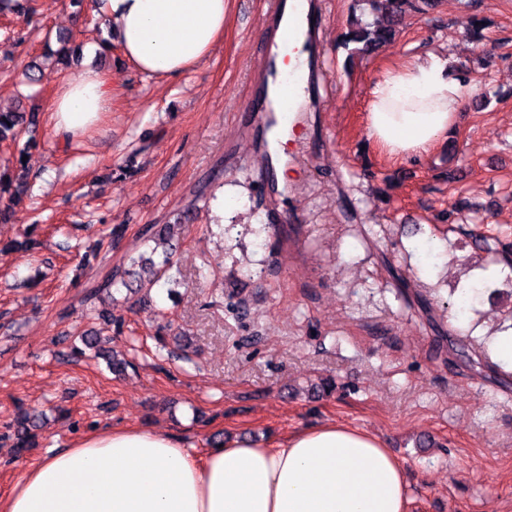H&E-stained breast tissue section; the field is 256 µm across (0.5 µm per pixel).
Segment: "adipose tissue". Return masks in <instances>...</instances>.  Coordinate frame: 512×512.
I'll use <instances>...</instances> for the list:
<instances>
[{"label": "adipose tissue", "mask_w": 512, "mask_h": 512, "mask_svg": "<svg viewBox=\"0 0 512 512\" xmlns=\"http://www.w3.org/2000/svg\"><path fill=\"white\" fill-rule=\"evenodd\" d=\"M226 0H106L107 38L160 81L197 66L224 36ZM473 88L441 57L386 69L369 91L367 135L416 159L456 130ZM112 105V79L87 70L61 84L50 114L74 138ZM401 463L373 435L334 422L258 447L227 439L206 457L182 440L135 427L81 436L29 468L0 512H407Z\"/></svg>", "instance_id": "1"}]
</instances>
